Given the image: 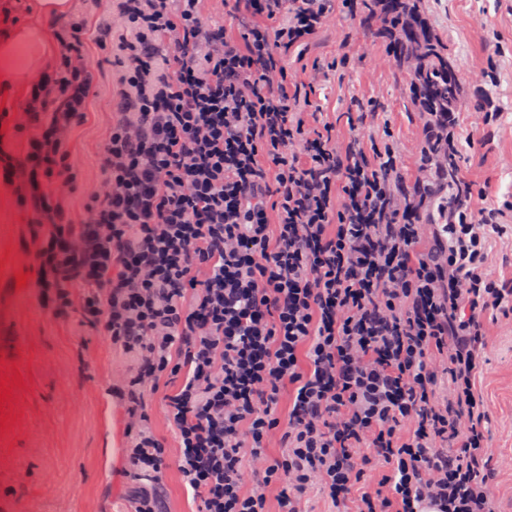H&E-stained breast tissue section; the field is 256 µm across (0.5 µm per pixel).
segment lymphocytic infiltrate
Instances as JSON below:
<instances>
[{"instance_id":"f902f5d3","label":"lymphocytic infiltrate","mask_w":512,"mask_h":512,"mask_svg":"<svg viewBox=\"0 0 512 512\" xmlns=\"http://www.w3.org/2000/svg\"><path fill=\"white\" fill-rule=\"evenodd\" d=\"M120 0L110 22L73 23L0 167L33 212L27 258L39 307L96 329L125 364L114 386L130 446L134 512H164L176 469L198 512H497L488 414L475 387L481 314L512 316V287L485 262L499 208L473 215L472 184L434 183L456 153L451 112H422L407 181L364 116L345 146L319 126L286 61L357 0ZM119 48L117 112L86 189L66 144L92 87L88 42ZM160 405L178 440L152 425ZM381 474L366 490L368 466ZM0 126L1 128H3L2 130L8 131V136L6 135V133L0 134V139H3L4 137L7 136V142H3L1 143V145L7 147V150L9 151L14 160H19L23 158V151L26 142L25 132L15 130L13 128V123L10 119L3 121ZM151 405L154 420L153 426L156 429V431L165 438L167 446L170 449V452L174 454L177 452V439L173 434L170 423L168 422L164 413L160 409L159 395L155 396L152 399Z\"/></svg>"}]
</instances>
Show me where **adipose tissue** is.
Here are the masks:
<instances>
[{
  "mask_svg": "<svg viewBox=\"0 0 512 512\" xmlns=\"http://www.w3.org/2000/svg\"><path fill=\"white\" fill-rule=\"evenodd\" d=\"M35 21L0 31V91H22L33 80L36 64L52 62L50 21L70 16L71 0H34Z\"/></svg>",
  "mask_w": 512,
  "mask_h": 512,
  "instance_id": "adipose-tissue-1",
  "label": "adipose tissue"
}]
</instances>
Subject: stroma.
Segmentation results:
<instances>
[{
    "instance_id": "35a3bbf8",
    "label": "stroma",
    "mask_w": 512,
    "mask_h": 512,
    "mask_svg": "<svg viewBox=\"0 0 512 512\" xmlns=\"http://www.w3.org/2000/svg\"><path fill=\"white\" fill-rule=\"evenodd\" d=\"M423 9L445 44L461 81L459 173L474 186L473 212L503 208L512 223V0H424ZM353 21L337 13L301 51L288 71L306 84L310 109L330 124L337 145L350 136L349 118L373 111L374 129L414 177L411 154L421 130L405 91L406 73L388 62L386 41L377 29L351 39ZM349 54L346 67L316 83L313 64ZM85 63L94 74L85 119L70 135L77 188L66 198L73 223L86 218L84 190L100 178L99 156L116 106L117 71L96 44ZM500 107L487 124L478 86ZM28 208L0 187V379H12L10 400L0 404V501L23 512H129L134 503L119 471L126 445V416L110 393L124 359L95 329L77 330L36 307L37 290L17 286L16 276L36 272L25 259ZM483 365L475 384L489 413L488 437L495 450L488 467L498 512H512V322L485 314ZM26 472L18 482V472Z\"/></svg>"
}]
</instances>
